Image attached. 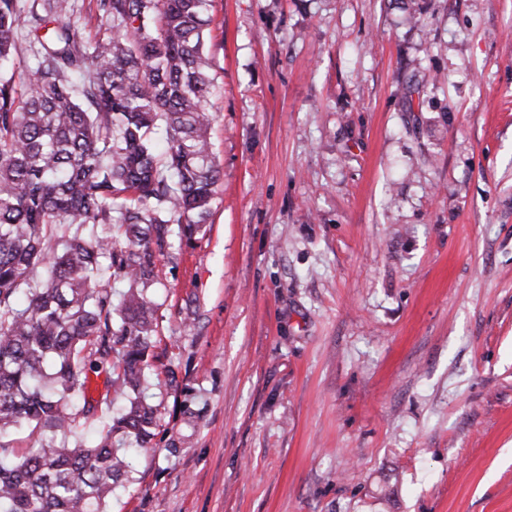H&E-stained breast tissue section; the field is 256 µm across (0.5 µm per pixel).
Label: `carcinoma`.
<instances>
[{
  "mask_svg": "<svg viewBox=\"0 0 512 512\" xmlns=\"http://www.w3.org/2000/svg\"><path fill=\"white\" fill-rule=\"evenodd\" d=\"M212 0H96L109 34L85 40L78 0H0V512H108L126 474L112 434L151 441L141 396L158 257L212 213ZM27 43L23 82L16 51ZM117 226L118 247L101 226ZM128 288L120 303L104 276ZM127 400L94 445L89 374ZM27 426L36 446L6 439Z\"/></svg>",
  "mask_w": 512,
  "mask_h": 512,
  "instance_id": "1",
  "label": "carcinoma"
}]
</instances>
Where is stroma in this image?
<instances>
[{"label": "stroma", "mask_w": 512, "mask_h": 512, "mask_svg": "<svg viewBox=\"0 0 512 512\" xmlns=\"http://www.w3.org/2000/svg\"><path fill=\"white\" fill-rule=\"evenodd\" d=\"M210 13L222 177L110 512H512V0Z\"/></svg>", "instance_id": "obj_1"}]
</instances>
